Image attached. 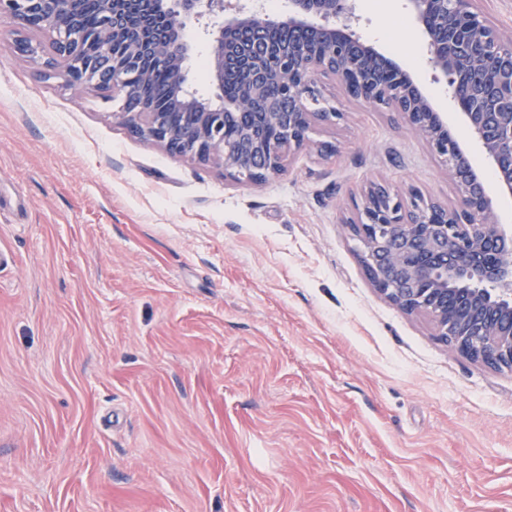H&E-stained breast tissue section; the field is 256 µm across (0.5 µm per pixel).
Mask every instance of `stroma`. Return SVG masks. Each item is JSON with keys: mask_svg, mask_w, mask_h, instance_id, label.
Segmentation results:
<instances>
[{"mask_svg": "<svg viewBox=\"0 0 512 512\" xmlns=\"http://www.w3.org/2000/svg\"><path fill=\"white\" fill-rule=\"evenodd\" d=\"M356 13L459 124L405 0ZM28 39L0 47V512H512V372L378 295L343 227L369 180L454 203L399 116L321 78L337 155L237 182Z\"/></svg>", "mask_w": 512, "mask_h": 512, "instance_id": "1", "label": "stroma"}]
</instances>
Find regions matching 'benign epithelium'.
<instances>
[{
    "label": "benign epithelium",
    "mask_w": 512,
    "mask_h": 512,
    "mask_svg": "<svg viewBox=\"0 0 512 512\" xmlns=\"http://www.w3.org/2000/svg\"><path fill=\"white\" fill-rule=\"evenodd\" d=\"M82 0H0L16 35L0 44L20 54L32 51L24 34L53 36L57 57L72 85H90L106 97L120 96L112 118L139 139L172 156L216 163L239 182L263 183L281 174L285 162L313 144L319 123L343 118L319 86L331 76L351 96L398 114L446 168L455 204L432 201L416 189L371 181L355 202L345 227L360 248L374 290L401 312L426 317L435 335L459 354L487 367L512 372V226L500 223L496 198L512 199V39L505 38L474 0H406L429 49L434 81L441 82L470 140L480 147L494 175L491 194L471 161L468 141L448 125L410 75L374 45L356 37L352 0H289L288 17L260 13L252 0H151L168 18L160 33L134 9L99 0L102 23L78 26ZM213 16L209 74L215 99L197 98L187 86L185 30L192 19ZM272 28L308 30L322 50L299 43L264 46ZM91 44L94 50L85 54ZM376 61L388 76L377 82L366 66ZM155 52L171 71L170 114L136 101L132 82L148 73L140 56ZM230 74L241 80L238 96L224 94ZM277 88L271 106L267 89Z\"/></svg>",
    "instance_id": "1"
}]
</instances>
